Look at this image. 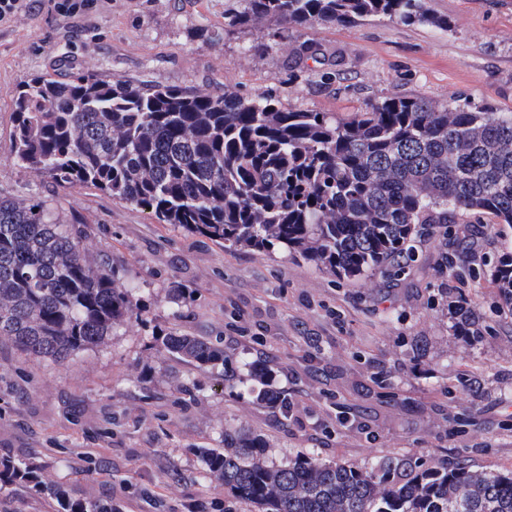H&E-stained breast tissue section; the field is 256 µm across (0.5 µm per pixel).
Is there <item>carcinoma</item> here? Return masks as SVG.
Masks as SVG:
<instances>
[{
  "label": "carcinoma",
  "mask_w": 512,
  "mask_h": 512,
  "mask_svg": "<svg viewBox=\"0 0 512 512\" xmlns=\"http://www.w3.org/2000/svg\"><path fill=\"white\" fill-rule=\"evenodd\" d=\"M224 26L268 23L265 48L315 25L386 18L450 28L426 0H240ZM342 60L305 40L291 72ZM14 160L64 191L93 187L160 224L224 247L275 245L338 277H358L411 251L418 224L512 228V112L450 98L386 97L350 119L287 110L270 97L107 79L66 69L31 78L14 102ZM493 283L512 313V249ZM130 313L127 290L88 260L80 237L44 202L0 194V342L56 363L101 343ZM198 368L224 365V345L169 336L158 350ZM204 448L209 473L261 512H512V471L365 468L299 455L274 467L259 435H224ZM49 498L56 512H120L46 479L37 465L0 456V487Z\"/></svg>",
  "instance_id": "1"
}]
</instances>
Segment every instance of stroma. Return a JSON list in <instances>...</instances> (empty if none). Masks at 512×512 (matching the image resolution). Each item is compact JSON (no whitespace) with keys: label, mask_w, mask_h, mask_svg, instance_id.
Instances as JSON below:
<instances>
[{"label":"stroma","mask_w":512,"mask_h":512,"mask_svg":"<svg viewBox=\"0 0 512 512\" xmlns=\"http://www.w3.org/2000/svg\"><path fill=\"white\" fill-rule=\"evenodd\" d=\"M427 2L449 29L316 26L268 50L266 25L225 30L238 0H99L69 18L29 0L0 23V192L53 208L132 310L61 364L0 344V455L45 465L72 493L122 512H192L199 502L259 512L201 461L228 431L261 435L274 466L311 453L373 472L389 458L512 470V315L489 277L512 228L427 224L413 260L347 280L283 247H221L93 187L62 191L11 159L16 91L61 62L340 119L411 95L512 111V0ZM308 39L342 59L347 87L330 94L291 76L287 49ZM463 297L480 335L454 328ZM174 334L220 340L223 367L158 354ZM257 361L298 420L252 393Z\"/></svg>","instance_id":"obj_1"}]
</instances>
